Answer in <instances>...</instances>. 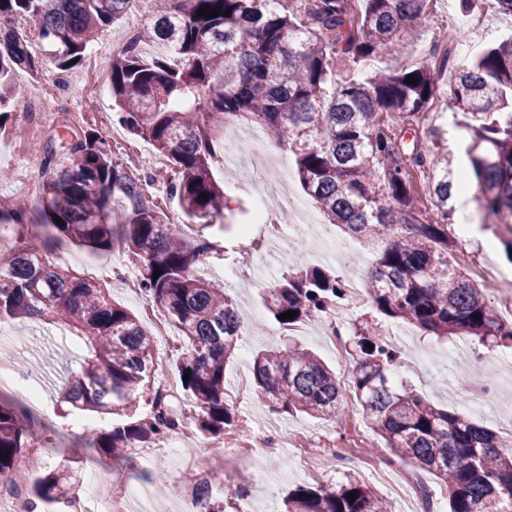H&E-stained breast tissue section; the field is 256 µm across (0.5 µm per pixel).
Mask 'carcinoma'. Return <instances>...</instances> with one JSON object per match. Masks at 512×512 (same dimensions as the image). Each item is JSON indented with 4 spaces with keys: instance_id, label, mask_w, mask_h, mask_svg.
Here are the masks:
<instances>
[{
    "instance_id": "obj_1",
    "label": "carcinoma",
    "mask_w": 512,
    "mask_h": 512,
    "mask_svg": "<svg viewBox=\"0 0 512 512\" xmlns=\"http://www.w3.org/2000/svg\"><path fill=\"white\" fill-rule=\"evenodd\" d=\"M131 2L0 0V17L12 23L0 29V115L17 99L16 73L35 77L42 68L15 22L34 25L56 68L68 72ZM427 3L298 0L280 11L269 0H157L150 28L112 57L113 106L133 137L168 158L169 190L182 223L208 227L223 220L224 189L212 165L233 123L251 122L295 156L302 187L329 223L354 238L383 243L365 289L379 314L440 339L466 335L504 346L512 343V324L498 320L484 289L462 267L448 264L457 248L448 221L454 191L470 187L482 223L512 228V39L451 72L453 108L471 119L467 167L441 144V131H428L438 148L433 157L412 131L411 122L438 91L431 65L354 76L360 63L414 41ZM202 7L222 15L199 16ZM227 10L230 15H223ZM146 39L167 45L179 63L142 56L138 44ZM409 76L419 82L406 83ZM44 166L49 176L36 205H0V229L16 231L14 242H0V323H63L84 340L88 356L62 388L63 400L75 409L126 416L108 432H88V442L97 453L134 461L132 449L154 442L178 420L155 392L156 337L102 284L52 261L65 244L92 253L117 249L138 268L146 300L186 342L174 371L194 428L207 439L224 435L236 416L224 370L242 321L224 285L197 274L212 242L174 229L144 196L153 175L113 159L96 135L75 142L66 164L47 150ZM427 166L434 171L429 210L409 176V169ZM116 201L123 203L117 217ZM33 223L41 231L32 230ZM344 282L318 268L290 269L263 302L279 326L304 323L342 300ZM290 310L293 318L279 319ZM348 345L350 390L365 422L391 451L386 464L399 460L436 476L447 487L449 512H503V503L512 500V441L410 387H393L397 353L379 332L359 330ZM252 378L254 401L277 412L333 422L345 415L336 373L307 349L258 352ZM144 398L153 413L140 417ZM33 428L29 416L0 398L1 479L23 467ZM68 470L63 463L46 471L32 495L46 502L66 496ZM351 491L357 494L352 502ZM285 505L286 512H390L385 499L351 474L291 490Z\"/></svg>"
}]
</instances>
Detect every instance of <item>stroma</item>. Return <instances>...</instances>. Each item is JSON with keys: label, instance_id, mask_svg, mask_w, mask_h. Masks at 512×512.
I'll return each mask as SVG.
<instances>
[{"label": "stroma", "instance_id": "obj_1", "mask_svg": "<svg viewBox=\"0 0 512 512\" xmlns=\"http://www.w3.org/2000/svg\"><path fill=\"white\" fill-rule=\"evenodd\" d=\"M429 20L423 23L418 41L401 54L382 57L358 67L359 75L373 69H396L421 63L426 51H438L436 34L440 29L458 30L461 45L448 64H436L437 97L429 110L430 124L457 131L458 118L450 100L448 73L451 66L480 54L486 47L512 38V16L495 11L492 5L477 8L475 14L460 12L456 0H429ZM152 19L150 0H134L121 20L92 43L84 63L69 72L44 65L37 77L19 73L16 81L24 90L4 128L0 129V203L19 198H37L43 181L41 151L52 144L63 152L85 132L105 138L114 159L140 158L145 170H165L167 160L152 146L132 137L115 119L107 67L118 45L129 42ZM54 95L52 110L39 107L41 93ZM261 150L280 159L278 167L257 171L246 158H227L213 165L216 181L224 187L223 226L186 227L184 235L204 236L215 246L201 269V277L223 283L237 301L243 317L242 336L235 357L228 363L224 382L229 396H236L237 383L250 377L254 355L263 349L290 343L316 352L335 369L342 387H349V367L332 354L323 334V318L306 323L303 334H281L278 324L268 316L262 297L290 268L319 267L345 278L364 283L380 246L351 238L342 229L317 221L291 224L281 240H271L266 225L255 223L261 213L276 221L278 206L272 205L264 190L267 180L294 175L295 158L268 138H260ZM58 263L102 282L111 296L132 310L149 331H156L154 318L147 313L143 296L132 293L123 278L113 270L124 267L120 253L94 254L77 246L55 253ZM11 333L0 336V377L36 392L44 407L40 416L44 431V468L63 460L74 462L75 496L93 512H104L112 500L133 496V512H183L193 499V489L183 481L186 472L204 473L206 465L221 468L223 489L214 493L224 512H282L288 491L311 485L341 481L344 474L356 473L380 495L390 499L396 512H412L405 490L400 486L401 468L384 473L381 440L360 424L363 448L340 450L336 447V425L303 414H278L267 407L250 403L237 405V413L249 414L251 438L275 432L282 446L277 453L253 449L250 458L235 456L232 449L209 447L195 437L191 449H180L177 458L156 455L143 459L138 469L122 467L118 460L90 452L84 442L88 430L107 431L122 421L118 415H102L70 409L59 401L60 391L70 371L78 368L87 354L84 342L67 326L44 321L14 322ZM395 342L400 358L393 367L395 382L416 389L430 402L449 408L502 433L512 422V347L485 348L471 337L441 339L408 324L395 327ZM486 380L489 395L483 399L470 394L473 382ZM339 461H331L334 452ZM162 470L164 480L154 479ZM260 486V493L242 498L236 487Z\"/></svg>", "mask_w": 512, "mask_h": 512}]
</instances>
